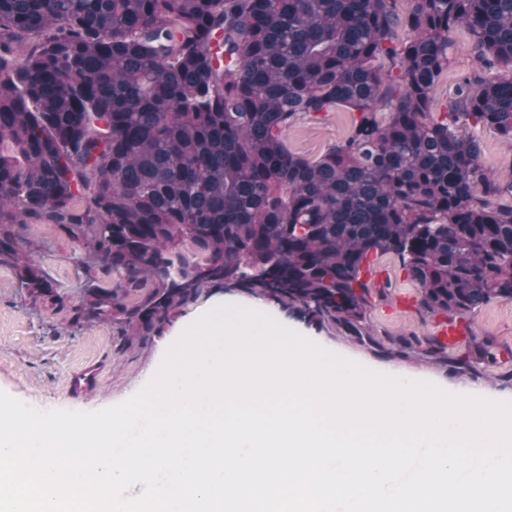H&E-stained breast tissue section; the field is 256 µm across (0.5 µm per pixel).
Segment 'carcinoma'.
I'll list each match as a JSON object with an SVG mask.
<instances>
[{
  "label": "carcinoma",
  "mask_w": 512,
  "mask_h": 512,
  "mask_svg": "<svg viewBox=\"0 0 512 512\" xmlns=\"http://www.w3.org/2000/svg\"><path fill=\"white\" fill-rule=\"evenodd\" d=\"M482 61L438 107L450 36ZM349 137L291 151L301 114ZM512 144V0H0V265L65 306L23 236L51 226L88 263L76 323L163 334L205 287L241 288L385 357L474 375L489 338L363 326L371 257L401 260L430 316L512 300V181L472 130ZM356 114L337 108L324 115H299L288 128V148L307 157H316L346 138Z\"/></svg>",
  "instance_id": "cac0c4a2"
}]
</instances>
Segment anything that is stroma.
Masks as SVG:
<instances>
[{
  "mask_svg": "<svg viewBox=\"0 0 512 512\" xmlns=\"http://www.w3.org/2000/svg\"><path fill=\"white\" fill-rule=\"evenodd\" d=\"M448 68L437 89L441 100H450L462 75L479 71L481 63L466 31L454 33L448 49ZM354 115L338 108L324 115H301L288 129L289 149L308 157L325 152L346 138ZM486 167L500 180H512V147L486 129L475 132ZM37 246L35 258L65 296L66 308L32 304L18 286L13 270L0 266V391L40 410L95 411L117 404L146 385L159 367L172 340L171 331L144 344H130L117 326L108 322L77 324L69 309L87 280L102 285L115 276L102 274L83 262L80 247L52 227L33 225L24 232ZM390 288L386 297L372 296L366 324L379 337L416 334L437 335L442 320L421 312L417 290L400 260L392 255L378 258ZM281 322L305 337L317 340L376 371H391L435 383L450 393L467 389L469 394L491 400H512V301H494L466 316L473 335L495 343L498 362L476 375L449 376L445 364L416 353L410 357H381L369 348L343 338L332 326L317 327L279 311ZM100 367L97 386L75 396L69 390L72 373Z\"/></svg>",
  "mask_w": 512,
  "mask_h": 512,
  "instance_id": "35a3bbf8",
  "label": "stroma"
}]
</instances>
